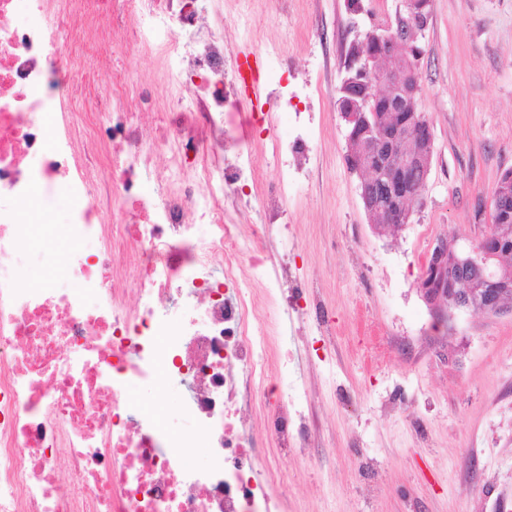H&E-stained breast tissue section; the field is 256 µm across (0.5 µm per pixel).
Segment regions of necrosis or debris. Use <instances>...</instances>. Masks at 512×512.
I'll list each match as a JSON object with an SVG mask.
<instances>
[{
	"instance_id": "1",
	"label": "necrosis or debris",
	"mask_w": 512,
	"mask_h": 512,
	"mask_svg": "<svg viewBox=\"0 0 512 512\" xmlns=\"http://www.w3.org/2000/svg\"><path fill=\"white\" fill-rule=\"evenodd\" d=\"M99 2L0 0V512H273L279 465L256 453L243 407L281 454L298 442L266 394L267 312L248 290L295 304L265 243L305 145L253 117L251 143L294 162L259 199L265 223L242 235L225 201L254 162L227 152L224 105L246 83L223 34L184 46L201 0H112L105 29ZM118 41L160 51L171 100L123 66L94 88L86 52ZM63 197L75 250L30 287L53 244L39 211ZM157 374L187 389L189 430L170 433L129 397ZM200 436L203 467L185 452Z\"/></svg>"
}]
</instances>
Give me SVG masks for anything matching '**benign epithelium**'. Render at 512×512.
<instances>
[{
  "mask_svg": "<svg viewBox=\"0 0 512 512\" xmlns=\"http://www.w3.org/2000/svg\"><path fill=\"white\" fill-rule=\"evenodd\" d=\"M370 21L368 48L347 57L339 87L337 110L344 121L347 141H357L360 152L349 167L363 175L360 197L377 224L393 227L409 223L420 194L410 188V169L430 173L434 136L430 121L411 116L414 97L422 94L424 56L418 35L427 30L431 14L419 0H400L394 16ZM456 241L437 238L430 246L420 277V293L437 321L450 310H471L486 316L505 311L512 283L498 275L497 253L471 245L458 255Z\"/></svg>",
  "mask_w": 512,
  "mask_h": 512,
  "instance_id": "1",
  "label": "benign epithelium"
}]
</instances>
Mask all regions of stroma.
I'll list each match as a JSON object with an SVG mask.
<instances>
[{
    "mask_svg": "<svg viewBox=\"0 0 512 512\" xmlns=\"http://www.w3.org/2000/svg\"><path fill=\"white\" fill-rule=\"evenodd\" d=\"M347 0H206L204 27L228 48L268 49L288 98L268 106L279 133L303 113L310 161L288 197V261L304 321L277 312L268 391L306 393L304 452L270 488L288 512H512V314L450 311L419 293L428 246L468 245L478 210L512 169V0H433L423 41L420 108L434 157L410 224L376 232L346 163L334 103L353 41ZM288 371H281V363ZM145 414L181 432L185 389L162 376L133 390Z\"/></svg>",
    "mask_w": 512,
    "mask_h": 512,
    "instance_id": "obj_1",
    "label": "stroma"
}]
</instances>
